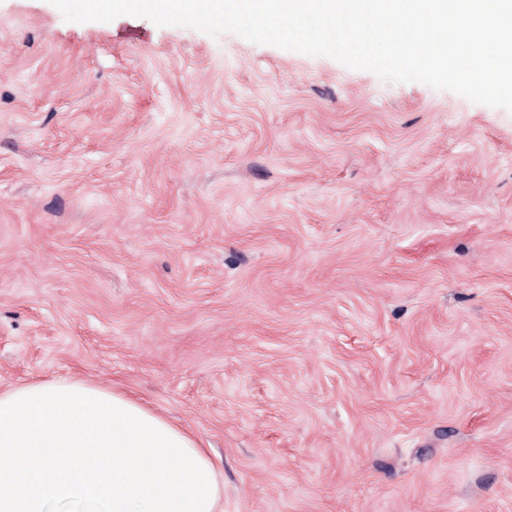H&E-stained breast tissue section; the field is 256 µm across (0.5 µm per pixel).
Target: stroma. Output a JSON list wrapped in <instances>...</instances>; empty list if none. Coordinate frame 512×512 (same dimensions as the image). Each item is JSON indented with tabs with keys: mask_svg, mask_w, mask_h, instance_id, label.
<instances>
[{
	"mask_svg": "<svg viewBox=\"0 0 512 512\" xmlns=\"http://www.w3.org/2000/svg\"><path fill=\"white\" fill-rule=\"evenodd\" d=\"M50 379L224 512H512V113L0 0V390Z\"/></svg>",
	"mask_w": 512,
	"mask_h": 512,
	"instance_id": "1",
	"label": "stroma"
}]
</instances>
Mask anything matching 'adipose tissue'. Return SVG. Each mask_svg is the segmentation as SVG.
Here are the masks:
<instances>
[{
	"instance_id": "adipose-tissue-1",
	"label": "adipose tissue",
	"mask_w": 512,
	"mask_h": 512,
	"mask_svg": "<svg viewBox=\"0 0 512 512\" xmlns=\"http://www.w3.org/2000/svg\"><path fill=\"white\" fill-rule=\"evenodd\" d=\"M222 512L206 449L123 394L45 380L0 392V512Z\"/></svg>"
}]
</instances>
